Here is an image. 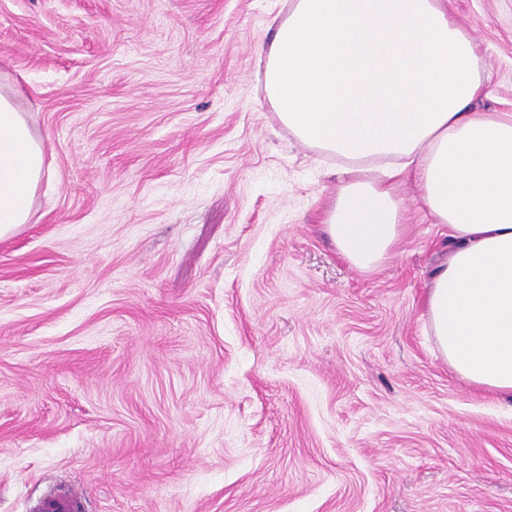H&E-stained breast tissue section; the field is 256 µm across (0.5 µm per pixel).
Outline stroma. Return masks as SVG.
<instances>
[{
	"label": "stroma",
	"instance_id": "stroma-1",
	"mask_svg": "<svg viewBox=\"0 0 512 512\" xmlns=\"http://www.w3.org/2000/svg\"><path fill=\"white\" fill-rule=\"evenodd\" d=\"M474 108L512 112V0H452ZM284 0H0V89L42 143L0 238V512H512V402L425 301L448 238L412 187L376 271L321 219L339 160L264 101ZM82 500L78 489L70 488L64 494H52L45 496L38 504L39 512H82L79 503Z\"/></svg>",
	"mask_w": 512,
	"mask_h": 512
}]
</instances>
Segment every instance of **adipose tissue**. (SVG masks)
Masks as SVG:
<instances>
[{"label": "adipose tissue", "mask_w": 512, "mask_h": 512, "mask_svg": "<svg viewBox=\"0 0 512 512\" xmlns=\"http://www.w3.org/2000/svg\"><path fill=\"white\" fill-rule=\"evenodd\" d=\"M271 28L265 100L299 141L345 162L322 219L339 253L380 267L402 242L398 190L412 183L448 229L426 302L437 349L468 382L512 397V113L473 111L477 44L448 0H288ZM44 169L0 92V238L28 223Z\"/></svg>", "instance_id": "1"}]
</instances>
